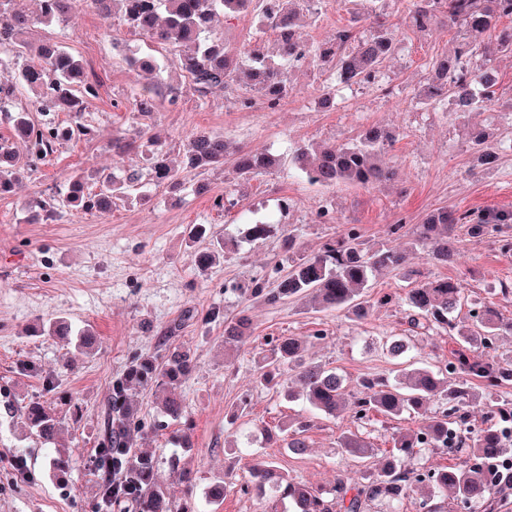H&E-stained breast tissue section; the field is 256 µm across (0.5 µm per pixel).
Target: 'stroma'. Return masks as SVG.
<instances>
[{"label":"stroma","instance_id":"35a3bbf8","mask_svg":"<svg viewBox=\"0 0 512 512\" xmlns=\"http://www.w3.org/2000/svg\"><path fill=\"white\" fill-rule=\"evenodd\" d=\"M370 7L369 0H359L353 8L341 0H315L314 14L300 34L313 42L333 40L338 29L351 26L355 15L367 14ZM216 29L225 45L237 51L266 48L276 38L272 29L258 26L247 14L219 18ZM29 37L62 42L97 81L99 96L87 115L95 138L59 146L45 164L26 174L13 194L0 197V512H102L91 460L112 381L133 358L160 359L178 347L195 359L182 386L193 423L192 448L177 450L172 437L179 425L173 421L145 447L157 462L159 484L177 503L185 497V486L169 467L172 454H179L202 490L227 468L240 476L246 472V458L229 448L225 437L243 442L260 429H278L289 416L304 413L305 404L289 399L285 389L254 385L271 338L323 331L324 340L308 347L306 360L337 368L351 386L360 377L389 373L393 361L384 344L393 336L410 337L418 358L453 359L457 344L447 332L411 330L401 307L404 283L390 275L373 281L369 298L374 307L362 322L337 311L309 313L298 301L270 306L250 300L242 290L254 279L271 276L290 233L297 235L302 253L310 255L352 226L368 243L397 245L437 208L512 210V126L499 123L489 110L471 113L461 126L449 122L442 110L414 99L428 83L433 61L453 52L459 41L456 28H403L400 48L384 64L381 83L338 89L333 109L321 106L323 91L335 83L333 75L306 62L289 68L288 95L276 108H268L242 75L233 81L232 94L218 91L198 100L175 69L177 51L153 46L117 12L105 19L82 6L66 23L34 25ZM121 47H152L172 64L170 80L184 89L177 106L162 103L145 120L132 112L129 101L144 78L121 60ZM144 121L176 165L193 135L203 129L224 134L231 148L268 151L285 159L297 146L352 142L365 128L382 126L396 133L382 158L397 176L380 187L320 190L285 163L249 180L227 164L188 173L177 193L147 186L151 201L146 205L125 201L104 216L70 211L56 222H28L27 202L62 188L78 169L98 168L118 176L144 171L143 150L117 155L109 147L113 137L133 134ZM473 128L493 133L498 149L494 167H475L469 142ZM228 188L234 207H215V198ZM322 205L333 212V223L318 221L316 210ZM253 211L274 213L273 233L242 242L207 272H199L192 262L195 246L188 226L206 224L215 234L240 238L241 217ZM395 224L401 227L396 234L391 231ZM414 266L428 277L461 280L466 288L463 313L490 306L512 317V295L500 292L502 284L512 285V257L503 256L492 240L465 236L454 263L435 265L421 252ZM384 295L389 303L379 304ZM244 307L252 318L253 336L241 349L225 351L223 324L206 325L199 316L213 308L230 316ZM56 316L78 328L93 327L99 338L93 354H77L66 343L37 333L43 319ZM25 364L34 366V373L22 372ZM49 373L71 397V406L45 391L43 377ZM246 394L250 409L235 417ZM33 399L45 402L63 420L58 445L73 455L65 483L54 480L46 447L24 428L21 408ZM7 400L12 403L8 409L3 406ZM357 430L378 449L369 461L377 467L379 455L392 446L389 425L379 416L361 426L346 416L322 417L307 433L306 455L295 456L280 442L267 444L265 453L289 478L328 490L337 474L359 469L337 446L343 433ZM19 459L25 460V471L16 469Z\"/></svg>","mask_w":512,"mask_h":512}]
</instances>
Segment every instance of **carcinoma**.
Wrapping results in <instances>:
<instances>
[{"label": "carcinoma", "mask_w": 512, "mask_h": 512, "mask_svg": "<svg viewBox=\"0 0 512 512\" xmlns=\"http://www.w3.org/2000/svg\"><path fill=\"white\" fill-rule=\"evenodd\" d=\"M116 1L130 27L182 50L179 66L186 72L198 99L204 100L217 90H231L234 73L246 65L254 87L263 93L270 108L279 105L288 93L283 67L300 57L321 69L336 70L346 85L374 82L386 59L397 51L401 30V25L388 22L376 11L368 16L373 24L368 39L358 40L350 26L337 31L330 42H307L301 55L297 33L300 0H39L35 20L13 10L12 0H0V51L33 56V61L22 67L17 83L0 84V104H5L0 112L12 124L25 158L24 165H18L13 145L0 143V196L13 192L24 172L45 161L57 144L94 136V126L84 116L98 98V83L89 78L81 61L61 44L47 41L36 47L30 45L26 40L28 30L36 20L45 24L66 21L80 2L107 19ZM230 12L250 14L258 24L270 25L277 34V54L282 63L272 62L261 49L241 53L224 46V39L213 34V26L217 17ZM504 17H512V0H417L405 26L424 30L446 21L462 32L453 54L433 62L436 80L420 91L421 103L441 105L454 120L463 123L470 113L495 102V61L501 55L512 54V27L498 29ZM495 29L498 34L494 40L480 39V35ZM129 62L143 65L150 75V81L133 97V110L139 115L147 117L164 100L173 102L178 98L181 88L165 82L162 67L156 60L132 56ZM24 92L30 96V105L39 118L25 109L15 112L8 108ZM61 112L70 114V120L64 124L58 119ZM470 139L480 165L496 162L497 152L485 131H472ZM139 141L151 146L149 180L171 190L183 186L188 172L224 164V137L210 132L194 138L182 168L168 162L167 152L150 134L147 125L132 139H114L112 150L121 154ZM392 141L390 132L369 129L353 143L323 148L301 145L292 152L289 162L309 184L323 189L341 184L380 185L396 176L393 168L378 161ZM281 163L279 156L242 149L232 161L236 173L244 178L257 176ZM96 178L102 183L97 191L89 188L83 173L77 172L68 178L63 190L47 199L28 202L29 221H54L65 208L92 215L106 214L112 211L114 200L132 196L142 204L150 201L140 191L138 175L122 180L111 174H98ZM271 228L265 221L252 222L246 225L243 239L262 240ZM461 229L472 238L494 240L505 256L512 254V210H438L424 223L415 225L408 246L402 249L390 245L369 246L350 228L316 254L304 255L296 236L288 235L284 249L286 268L279 271L271 284L256 282L245 289L249 297L272 306L298 299L304 301L309 312L340 310L360 321L369 315L371 308L366 298L371 281L378 275L391 274L409 281L410 288L401 297L409 324L425 331L443 329L456 338L460 348L455 362L443 368L409 355L410 342L394 337L385 349L396 360L397 369L389 376L363 377L358 390L350 392L336 369L304 362L305 346L322 339L321 334L278 339L268 360L258 367L257 386L277 385L275 376L278 375L283 381L296 384L297 391H288V397H301L313 413L328 417L345 415L360 423L376 415L388 420L408 415L415 419L417 426L410 430L399 428L393 433V447L386 454L383 466L359 477L339 475L329 498L309 484L289 479L275 461L256 452L251 454L246 487L258 496L270 491L288 499L292 512H366L369 503L376 500L401 502L417 485L429 488V495L423 501L426 512H441L440 502L448 499L478 504L486 512L494 509L493 495L502 492L503 486L495 482L488 462H500L507 456L504 429L512 428V408L489 406L485 426L473 438L464 435L463 426L468 417L467 408L485 398L486 392L512 383V356L493 361L485 355V349L493 346L499 337L512 335V317L486 307L481 313L462 319L458 317L465 300L461 281L424 277L410 267V255L418 250L426 252L433 264L448 265L456 252ZM189 238L194 243L207 240L202 249L194 251V264L202 271L236 245L234 238L220 237L204 224L193 226ZM221 318L220 310L213 308L201 321L207 324ZM41 332L71 339L74 347L84 354L94 351V332L88 328L76 331L63 317L43 321ZM251 335V323L245 311L224 319V348L239 349ZM193 368L190 354L174 350L161 362L151 356L139 357L112 380V393L93 462L103 508L112 512H199L193 497L196 478L192 472L179 468L178 455L170 458V467L186 485L187 499L179 504L169 500L158 484L156 461L142 448L163 424H145L132 403L133 394L154 385L164 392L163 416L172 421L185 418L181 385ZM22 413L32 434L46 445L54 442L61 429V420L55 412L32 400ZM309 427L310 421L300 416L279 428L290 453L300 456L307 452ZM338 447L358 458L374 455V448L355 432L342 434ZM428 447L446 448L452 454L463 455L465 460L458 467L421 474L413 460L419 450ZM70 467V455L55 451L51 458L54 476L64 479Z\"/></svg>", "instance_id": "obj_1"}]
</instances>
